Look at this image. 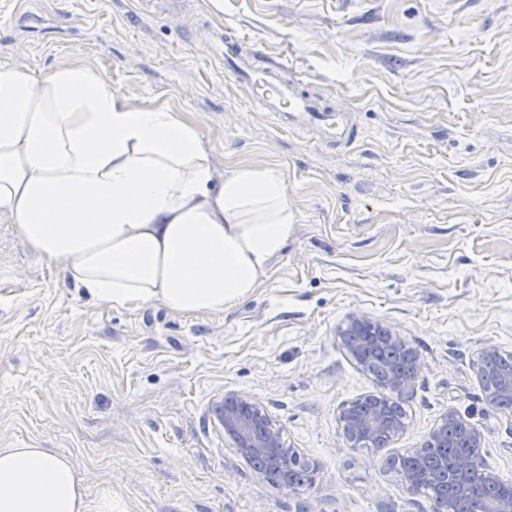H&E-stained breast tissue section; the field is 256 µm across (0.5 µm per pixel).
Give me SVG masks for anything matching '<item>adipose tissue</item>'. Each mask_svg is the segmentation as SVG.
Returning <instances> with one entry per match:
<instances>
[{"label":"adipose tissue","mask_w":512,"mask_h":512,"mask_svg":"<svg viewBox=\"0 0 512 512\" xmlns=\"http://www.w3.org/2000/svg\"><path fill=\"white\" fill-rule=\"evenodd\" d=\"M46 265L115 308L184 315L247 299L293 232L283 175H219L197 127L66 64H0V222ZM0 512H123L89 498L71 460L0 448Z\"/></svg>","instance_id":"adipose-tissue-1"}]
</instances>
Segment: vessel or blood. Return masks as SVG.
I'll return each instance as SVG.
<instances>
[{"mask_svg": "<svg viewBox=\"0 0 512 512\" xmlns=\"http://www.w3.org/2000/svg\"><path fill=\"white\" fill-rule=\"evenodd\" d=\"M224 66L248 88L260 111L287 119L289 129L319 130L329 143L356 140L357 132L342 109L328 107L304 81L288 79L287 61H268L259 48H242L239 39L229 37L224 41Z\"/></svg>", "mask_w": 512, "mask_h": 512, "instance_id": "1", "label": "vessel or blood"}]
</instances>
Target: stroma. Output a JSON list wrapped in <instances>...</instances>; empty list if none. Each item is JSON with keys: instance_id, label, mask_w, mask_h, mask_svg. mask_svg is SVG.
<instances>
[{"instance_id": "35a3bbf8", "label": "stroma", "mask_w": 512, "mask_h": 512, "mask_svg": "<svg viewBox=\"0 0 512 512\" xmlns=\"http://www.w3.org/2000/svg\"><path fill=\"white\" fill-rule=\"evenodd\" d=\"M239 35L346 110L349 147L259 111L224 67ZM66 62L195 124L218 173L281 172L297 209L246 301L113 308L0 223V447L67 454L126 512H430L383 471L456 410L512 481V416L474 366L512 351V0H0V63ZM361 316L420 354L405 431L350 447L340 407L374 385L337 329ZM247 395L318 467L270 487L213 407Z\"/></svg>"}]
</instances>
